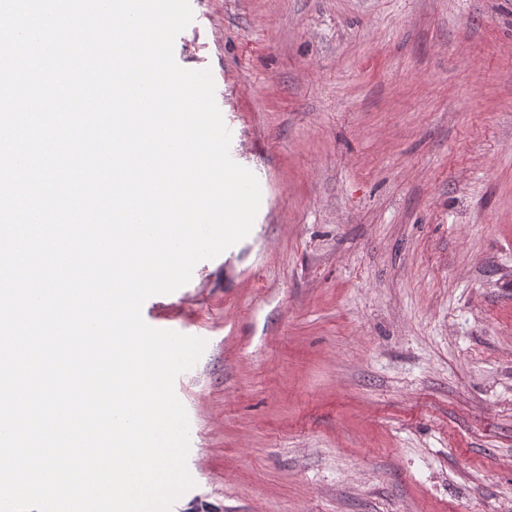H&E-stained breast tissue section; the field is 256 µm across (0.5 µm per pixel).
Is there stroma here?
<instances>
[{
	"mask_svg": "<svg viewBox=\"0 0 512 512\" xmlns=\"http://www.w3.org/2000/svg\"><path fill=\"white\" fill-rule=\"evenodd\" d=\"M261 205L148 298L205 340L170 512H512V0H190Z\"/></svg>",
	"mask_w": 512,
	"mask_h": 512,
	"instance_id": "35a3bbf8",
	"label": "stroma"
}]
</instances>
